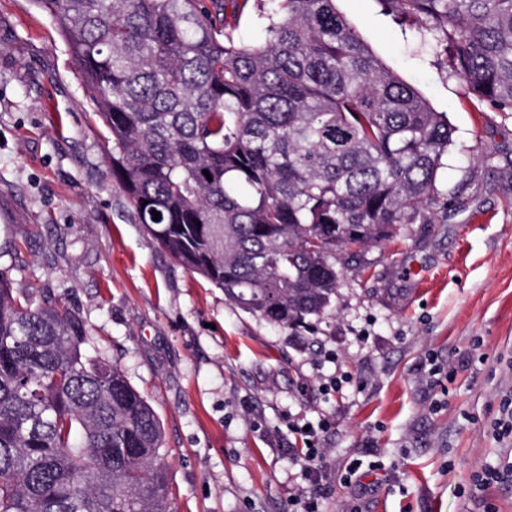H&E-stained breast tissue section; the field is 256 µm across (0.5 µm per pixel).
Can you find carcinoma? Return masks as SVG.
<instances>
[{
    "label": "carcinoma",
    "mask_w": 512,
    "mask_h": 512,
    "mask_svg": "<svg viewBox=\"0 0 512 512\" xmlns=\"http://www.w3.org/2000/svg\"><path fill=\"white\" fill-rule=\"evenodd\" d=\"M34 2L109 133L138 223L273 325H311L336 296L338 251L439 204L447 113L336 0ZM229 3L264 21L263 39L226 21ZM379 4L448 54L467 93L512 112V0ZM88 336L65 302L18 292L0 270V512H170L160 418L118 366L88 355Z\"/></svg>",
    "instance_id": "cac0c4a2"
}]
</instances>
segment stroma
I'll list each match as a JSON object with an SVG mask.
<instances>
[{
  "mask_svg": "<svg viewBox=\"0 0 512 512\" xmlns=\"http://www.w3.org/2000/svg\"><path fill=\"white\" fill-rule=\"evenodd\" d=\"M337 10L455 132L440 206L336 256L316 330L243 311L144 232L49 14L0 0V266L63 298L163 424L172 512H288L289 422L330 419L323 512H512V114L377 0ZM346 376L334 393L322 377ZM360 462L357 493L342 481Z\"/></svg>",
  "mask_w": 512,
  "mask_h": 512,
  "instance_id": "1",
  "label": "stroma"
}]
</instances>
